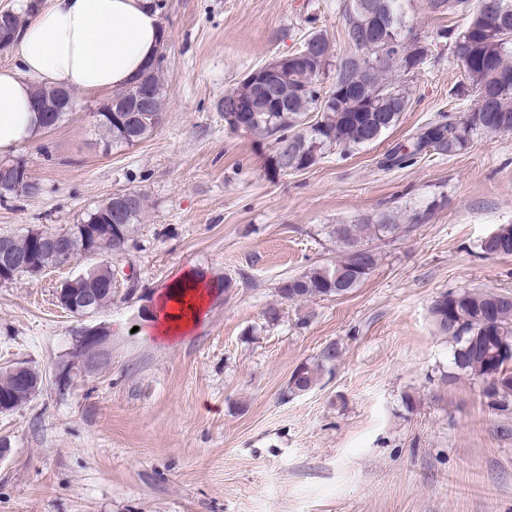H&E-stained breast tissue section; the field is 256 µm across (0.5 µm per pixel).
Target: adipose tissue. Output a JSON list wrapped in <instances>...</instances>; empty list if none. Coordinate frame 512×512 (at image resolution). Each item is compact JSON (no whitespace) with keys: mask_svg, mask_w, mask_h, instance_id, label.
<instances>
[{"mask_svg":"<svg viewBox=\"0 0 512 512\" xmlns=\"http://www.w3.org/2000/svg\"><path fill=\"white\" fill-rule=\"evenodd\" d=\"M162 43L151 0H49L26 22L13 66L0 70V156L40 135L31 109L37 88L126 87L154 63ZM212 295L204 278L181 273L157 297L153 338L172 342L190 333Z\"/></svg>","mask_w":512,"mask_h":512,"instance_id":"ef3b65f1","label":"adipose tissue"}]
</instances>
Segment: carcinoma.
<instances>
[{
  "label": "carcinoma",
  "instance_id": "1",
  "mask_svg": "<svg viewBox=\"0 0 512 512\" xmlns=\"http://www.w3.org/2000/svg\"><path fill=\"white\" fill-rule=\"evenodd\" d=\"M479 0H429L432 12L462 17L460 27L444 26L429 39L404 32L403 0H343L346 16L344 41L349 52L339 56L333 43L320 32H311L305 43L313 42V54L326 56L318 83L310 84V72L301 66L288 74V95L270 103L261 100L252 112L239 117L224 113V128L231 132H248L269 142L273 164L280 172H300L311 168L334 149L353 151L377 142L396 125L410 106L408 89L389 79L397 70L404 76H417L449 51L460 69L461 80L451 89L458 101L482 100L476 112L429 122L417 129L408 142L392 148L380 161L386 169L404 168L430 154L451 157L466 150L476 134L512 133V0H501V14L489 17L478 7ZM381 11L393 18V40L385 47H370L359 41L366 21L365 12ZM31 10L8 14V25L0 23V35L15 32ZM328 89H320L323 80ZM139 87L152 93L156 113L164 111V86L160 71L152 68L139 80ZM317 112L315 123L303 125L302 118ZM100 141L105 149L133 146L158 129L155 120L123 125L115 120L97 122ZM108 197L87 210L75 224L54 229L52 233L66 240V252L59 255L37 253L30 234L9 239L12 256L18 261L43 263L69 262L86 256L90 249L98 255L123 257L129 249L135 224L140 222L145 198L124 207L117 223L110 222ZM400 225L388 223L383 216L378 224H335L330 235L342 255L336 264L311 268L289 277L278 286V294L287 301L341 296L357 288L374 271L378 256L370 250L362 265L351 259L353 248L362 244L363 234H391ZM487 256H512V224H503L480 244ZM112 262L97 264L93 278L70 289V297L79 315H95L112 303V292L103 285L111 277ZM430 316L437 331L454 343L455 371L443 375L451 383L465 374L485 385L490 376L499 378L491 385L490 404L501 411L512 408V367L504 368L494 360L496 345L487 341L482 325L489 319L497 335L512 343V294L485 291L443 292L433 300ZM340 357L339 348L331 343L312 360L298 365L288 381L287 396L311 391L320 379L334 371ZM34 394L18 386L13 375L0 371V402L12 398L18 406L30 402Z\"/></svg>",
  "mask_w": 512,
  "mask_h": 512
}]
</instances>
